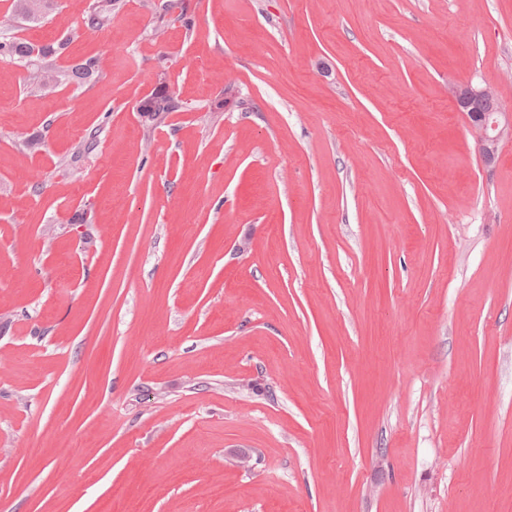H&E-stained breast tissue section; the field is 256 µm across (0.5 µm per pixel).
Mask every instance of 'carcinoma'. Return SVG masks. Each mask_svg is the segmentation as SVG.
Instances as JSON below:
<instances>
[{
  "label": "carcinoma",
  "instance_id": "carcinoma-1",
  "mask_svg": "<svg viewBox=\"0 0 512 512\" xmlns=\"http://www.w3.org/2000/svg\"><path fill=\"white\" fill-rule=\"evenodd\" d=\"M54 0H17L15 13L19 19L38 22L46 15ZM120 0H93L90 4L84 24L92 29L102 30L112 22V11ZM70 38L64 37L55 44H43L39 47L16 35L15 25L9 20L0 21V57L8 58L33 76L29 86L32 93H41L90 81L97 74L95 65L81 63L64 66L57 63ZM152 107L147 112L154 121H162L178 105L166 86L158 87L151 96Z\"/></svg>",
  "mask_w": 512,
  "mask_h": 512
}]
</instances>
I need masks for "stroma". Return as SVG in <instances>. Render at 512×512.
Returning a JSON list of instances; mask_svg holds the SVG:
<instances>
[{"label": "stroma", "mask_w": 512, "mask_h": 512, "mask_svg": "<svg viewBox=\"0 0 512 512\" xmlns=\"http://www.w3.org/2000/svg\"><path fill=\"white\" fill-rule=\"evenodd\" d=\"M89 2L0 58V512H512V0ZM120 0H94L89 6L84 24L88 28L102 30L112 22V11ZM14 24L9 20L0 22V57L8 58L19 67L25 68L33 76L29 86L31 93H41L68 86L82 84L94 78L95 65L81 63L72 66L59 65L57 59L63 53L70 37H63L59 42L34 47L32 43L16 35ZM160 85L162 86L152 92L151 103L153 107L149 109V112H142L151 116L152 120L159 122L164 120L168 112H174L178 108V105L174 102V97L168 92L166 86ZM456 107L460 109L473 108L477 101L492 102L495 96V89L491 86H472L467 85L462 88H456L454 91ZM477 115L480 118L478 125L472 122V128L481 143L485 162L491 164L497 157L500 140L506 135H511L512 114L510 112H486ZM490 116H492L491 122ZM506 127L505 133L504 128Z\"/></svg>", "instance_id": "35a3bbf8"}]
</instances>
